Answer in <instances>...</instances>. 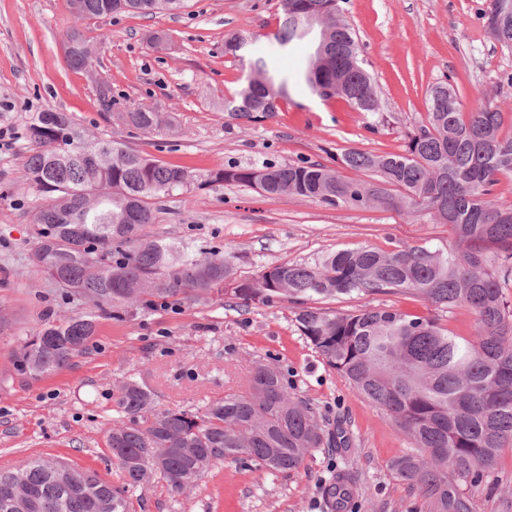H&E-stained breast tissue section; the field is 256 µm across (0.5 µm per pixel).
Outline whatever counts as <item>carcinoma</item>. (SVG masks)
<instances>
[{
    "label": "carcinoma",
    "instance_id": "obj_1",
    "mask_svg": "<svg viewBox=\"0 0 512 512\" xmlns=\"http://www.w3.org/2000/svg\"><path fill=\"white\" fill-rule=\"evenodd\" d=\"M185 0H70L79 18L110 14L173 13ZM342 0H283L275 34L284 49L313 39L301 74L323 100L340 97L361 112L379 114L378 90L363 67L356 32ZM68 66L90 65L91 49L70 34ZM224 110L257 120L278 111L288 77L270 75L265 60ZM112 122L151 134L162 128L150 107L112 111ZM502 111L460 110L446 81L428 93L425 120L408 134L401 153L350 149L344 167L375 173L376 183L344 179L339 170L304 165L219 167L200 181L188 171L157 163L120 140L91 138L65 112L32 115L26 161L28 181L43 197L32 218V257L66 294L104 314H136L156 306L230 295L245 305H294L302 335L326 365L373 404L386 410L417 452L393 464L398 479L427 512H476L471 489L493 473L512 447V203L490 199L501 175H512V134H502ZM98 151L84 158L87 147ZM265 182V197L298 196L331 206L421 210L440 214L464 249L398 244L390 251L365 245L324 254L308 263H281L258 276L238 273V256L197 252L188 244L150 235L153 200L198 183ZM405 292L437 308L466 306L477 315L475 335L443 329L433 317H411L366 306L330 314L309 307L314 298ZM96 316L60 318L37 329L16 353L18 371L38 378L57 372L86 349ZM125 421L112 427L108 446L121 471L114 486L97 473L53 457L29 458L0 471V512H130L126 497L157 477L174 493L195 486L216 463L246 455L262 467L288 473L326 445L347 450L350 437L308 402L288 392L276 365L253 362L248 389L226 392L201 412H157L152 392L133 378L112 393ZM327 512H346L358 494L350 469H334L324 482Z\"/></svg>",
    "mask_w": 512,
    "mask_h": 512
}]
</instances>
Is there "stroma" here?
<instances>
[{
  "mask_svg": "<svg viewBox=\"0 0 512 512\" xmlns=\"http://www.w3.org/2000/svg\"><path fill=\"white\" fill-rule=\"evenodd\" d=\"M486 0H345L365 67L379 93L384 123L343 99L321 100L305 86L291 88L272 116L246 121L225 111L251 75L250 62L270 56L282 0H188L176 14L112 15L78 19L70 0H0V129L11 135L0 148V468L37 456L59 457L121 484L107 439L120 417L112 407L119 381L133 378L154 394L158 411L198 412L225 391L244 388L251 361L277 364L290 392L351 437L345 453L319 448L301 468L284 474L240 458L215 464L182 494L155 479L129 490L131 512H323L322 483L333 467H353L359 495L354 512H414L422 501L400 481L394 461L411 453L394 420L349 381L325 365L301 335L294 308L244 305L215 297L135 316H103L86 350L69 366L32 379L19 374L14 353L42 324L81 316L92 306L63 296L31 260V216L39 199L27 181L32 115L68 113L90 135L123 140L160 163L195 174L218 166L288 165L301 161L336 167L348 149L371 154L401 152L423 121L430 88L446 80L463 111L486 103L503 111L512 131V48L487 34ZM88 40V68L67 65L72 30ZM166 36L154 46L153 34ZM249 40L244 59L224 52L225 36ZM107 83L118 108L142 105L162 112L159 133L114 126L100 104ZM150 230L171 241L189 240L204 252L228 249L239 272L254 277L263 267L303 263L323 254L371 245L452 247L450 225L428 212L415 215L379 207H334L302 197L269 199L251 185L191 186L154 204ZM370 305L409 315L433 316L457 336L476 329L464 306L443 309L404 293L364 301L319 299L324 311L352 312Z\"/></svg>",
  "mask_w": 512,
  "mask_h": 512,
  "instance_id": "1",
  "label": "stroma"
}]
</instances>
